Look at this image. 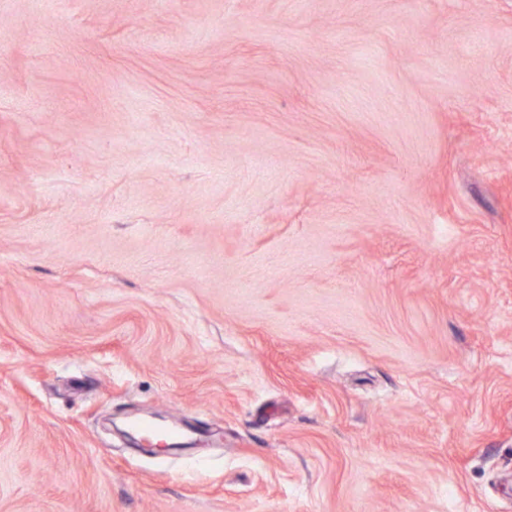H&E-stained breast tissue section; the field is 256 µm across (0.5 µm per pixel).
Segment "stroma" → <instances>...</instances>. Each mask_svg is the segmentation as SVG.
I'll return each instance as SVG.
<instances>
[{"label":"stroma","mask_w":512,"mask_h":512,"mask_svg":"<svg viewBox=\"0 0 512 512\" xmlns=\"http://www.w3.org/2000/svg\"><path fill=\"white\" fill-rule=\"evenodd\" d=\"M0 512H512V0H0Z\"/></svg>","instance_id":"35a3bbf8"}]
</instances>
